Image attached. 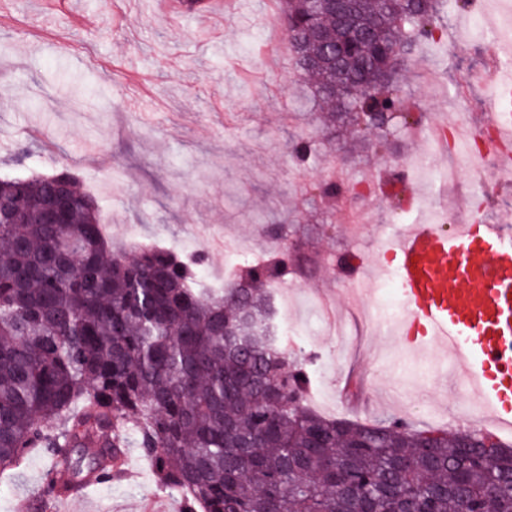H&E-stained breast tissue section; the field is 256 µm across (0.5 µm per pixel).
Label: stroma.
Returning <instances> with one entry per match:
<instances>
[{
	"label": "stroma",
	"mask_w": 512,
	"mask_h": 512,
	"mask_svg": "<svg viewBox=\"0 0 512 512\" xmlns=\"http://www.w3.org/2000/svg\"><path fill=\"white\" fill-rule=\"evenodd\" d=\"M150 0H0V178L49 173L67 166L95 196L126 242L130 225L145 241L165 240L181 256H198L203 269L220 268L196 230L247 238L238 268L283 253L296 286L289 337H310L320 351L311 390L336 401V415L366 421L409 417L412 428H446L457 410L454 391L406 363L403 337L354 324L350 290L356 273L371 275L391 260L389 243L400 224L430 217L426 198L441 190L448 203L475 198L476 223L512 215V186L475 195L467 179L451 182L414 162L429 143L417 127H395L388 148L372 152L345 138L332 143L325 129L295 106L307 86L284 53L280 68L262 70L260 50L283 46L264 0H244L238 16L210 26L151 12ZM497 16L474 17L449 6L434 40L407 66L400 109L423 125L466 119L486 123V63L499 49L491 36ZM145 66L151 82L141 95L130 82L128 58ZM310 143L307 161L294 148ZM341 169L345 188L333 197L314 189ZM413 179L419 204L386 200L380 192L353 196L351 187L376 178ZM285 224L287 243L270 238ZM49 455L34 450L24 469L0 475V512L22 499L32 512H54L38 496ZM123 475L65 501L67 512H183L180 496L161 487L151 460L127 451Z\"/></svg>",
	"instance_id": "obj_1"
}]
</instances>
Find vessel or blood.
Masks as SVG:
<instances>
[{
    "mask_svg": "<svg viewBox=\"0 0 512 512\" xmlns=\"http://www.w3.org/2000/svg\"><path fill=\"white\" fill-rule=\"evenodd\" d=\"M495 121L512 138V71H486ZM395 279L405 309L399 325L418 345L448 357L435 378L454 376L479 414L512 432V228L468 221L444 230L431 222L403 226L392 241Z\"/></svg>",
    "mask_w": 512,
    "mask_h": 512,
    "instance_id": "vessel-or-blood-1",
    "label": "vessel or blood"
}]
</instances>
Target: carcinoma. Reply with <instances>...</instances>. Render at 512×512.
Here are the masks:
<instances>
[{"instance_id": "carcinoma-1", "label": "carcinoma", "mask_w": 512, "mask_h": 512, "mask_svg": "<svg viewBox=\"0 0 512 512\" xmlns=\"http://www.w3.org/2000/svg\"><path fill=\"white\" fill-rule=\"evenodd\" d=\"M441 0H364L373 37L336 68L338 22L320 0H281L279 24L312 106L330 130L388 140L401 61L439 29ZM69 167L0 178V473L32 448L51 457L49 492L110 479L124 448L151 459L184 512H459L495 488L512 512V448L479 429L329 419L306 406L309 375L275 342L267 274L198 287L199 264L140 244L114 249L95 198L67 192L64 221L45 215ZM112 449L107 454L105 449Z\"/></svg>"}]
</instances>
